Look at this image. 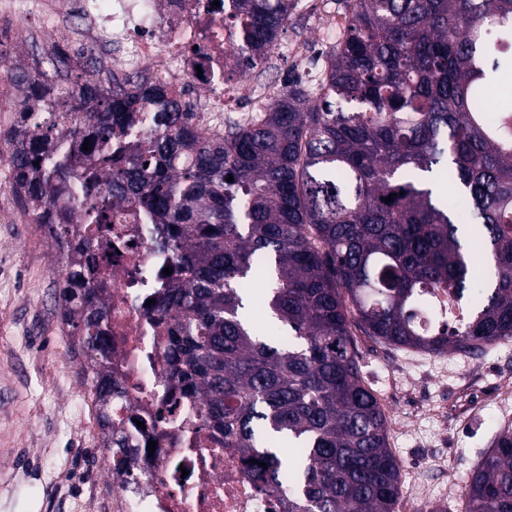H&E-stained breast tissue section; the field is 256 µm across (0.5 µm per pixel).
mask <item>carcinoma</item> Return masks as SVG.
<instances>
[{"label": "carcinoma", "instance_id": "carcinoma-1", "mask_svg": "<svg viewBox=\"0 0 512 512\" xmlns=\"http://www.w3.org/2000/svg\"><path fill=\"white\" fill-rule=\"evenodd\" d=\"M237 3L253 69L295 0ZM348 9L319 92L296 80L215 142L147 79L103 92L86 70L71 81L78 112L58 110L38 69L7 78L46 108L0 128L18 203L60 251V323L106 426L111 294L91 260L131 205L154 225L149 252L184 274L154 308L177 377L225 444L267 464L254 481L288 493V512H398L402 465L353 330L435 355L512 343V110L480 108L512 86V0ZM250 284L264 286L263 323ZM462 480L460 512H512L511 426Z\"/></svg>", "mask_w": 512, "mask_h": 512}]
</instances>
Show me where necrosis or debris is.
<instances>
[{
	"instance_id": "4bbe7bcc",
	"label": "necrosis or debris",
	"mask_w": 512,
	"mask_h": 512,
	"mask_svg": "<svg viewBox=\"0 0 512 512\" xmlns=\"http://www.w3.org/2000/svg\"><path fill=\"white\" fill-rule=\"evenodd\" d=\"M235 12V0H0L13 44L43 38L52 49L63 36L98 50L93 71L101 83L144 71L169 98L192 96L205 141L276 96L239 65ZM95 267L112 294V381L121 391L112 428L128 439L127 448L102 451L112 512H288L287 497L256 485L247 454L217 440L202 421L200 398L184 395L173 376L148 301L164 268L179 280L177 258L150 255L143 225L130 216L113 225Z\"/></svg>"
}]
</instances>
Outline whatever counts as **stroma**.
I'll return each instance as SVG.
<instances>
[{
  "label": "stroma",
  "instance_id": "35a3bbf8",
  "mask_svg": "<svg viewBox=\"0 0 512 512\" xmlns=\"http://www.w3.org/2000/svg\"><path fill=\"white\" fill-rule=\"evenodd\" d=\"M296 2L282 38L308 50L288 59L270 52L263 76L284 84L299 74L312 89L334 44L316 29L320 8L342 19L347 0ZM0 262L11 268L10 278L0 279V512H78L92 499L111 512L112 485L98 473L100 449L67 426L78 411L83 359L61 329L57 253L37 225L0 223ZM353 341L390 420L405 497L423 494L460 507L464 487L449 484L444 471L476 467L512 424V344L465 358L400 349L360 332ZM469 384L492 397L461 420L452 408Z\"/></svg>",
  "mask_w": 512,
  "mask_h": 512
}]
</instances>
